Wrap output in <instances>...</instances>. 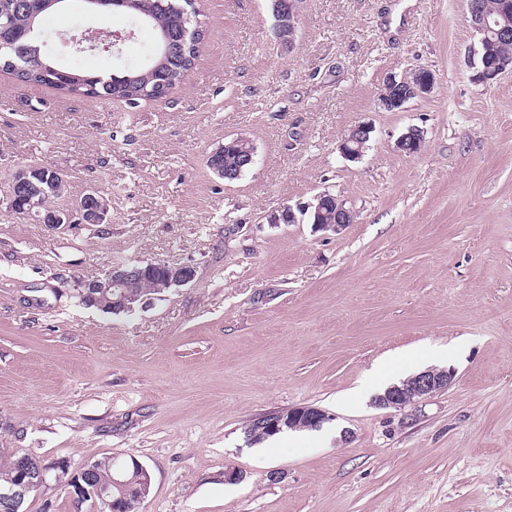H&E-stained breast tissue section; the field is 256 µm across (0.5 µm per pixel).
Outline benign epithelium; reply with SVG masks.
I'll list each match as a JSON object with an SVG mask.
<instances>
[{"mask_svg":"<svg viewBox=\"0 0 512 512\" xmlns=\"http://www.w3.org/2000/svg\"><path fill=\"white\" fill-rule=\"evenodd\" d=\"M271 10L275 19L276 35L284 46L292 47L296 32L297 21L303 0H270ZM469 15L473 27L479 34V45L477 56H484L489 52V34H494L495 38L504 40L512 39V31L505 27L498 30L492 28L486 14L480 12L474 7H469ZM129 38V35L114 31L105 37H97L93 40L83 39L86 47L89 49L102 48L109 50L117 47ZM435 84V77L431 70L420 68L412 76L396 79L389 78L384 84L379 102L381 107L386 110L396 111L401 109L408 101L429 93ZM371 129L358 124L349 129L340 149L342 154L351 161L361 158L365 148V142L370 138ZM235 143H244L247 148L241 153L237 168L226 170L221 174L224 179L233 180L240 176L241 172L252 168L256 162L257 150L253 142L243 136L234 138ZM422 135L416 128L409 129L399 139L397 146L400 150L414 154L421 149ZM44 166H28L16 172L9 186L7 200L10 212H15V202L22 198L26 201L27 209L24 216L29 217L38 215L44 224L57 229L62 225L72 223L71 215L66 210L48 209L40 211L44 196L51 190L50 183L43 175ZM86 196L92 198L94 203L79 207L80 223L82 224H102L106 219L108 212V202L96 190L86 193ZM331 195L328 193L316 197L315 202L306 206L298 205L292 207L287 205L280 210V213L274 215L271 219L273 224H294L298 216H315L314 226L320 230L332 231L338 233L344 230L349 224L354 222V211L347 207L345 202L339 198H334L336 203V212L326 211L328 199ZM158 268L161 271V277L154 287L161 291L171 288H178L192 282L196 276V270L190 265L170 264L166 262H141L132 265H117L103 278L87 280L81 283V294L87 305L94 306L101 310H111L115 312H133L136 308L146 302V298L126 291L130 283L141 277L152 268ZM452 379V374L445 370L429 369L420 372L411 377V384L408 386H393L378 400V404L384 407H393L403 409L413 405L420 399L441 391L448 387ZM308 420L311 424L320 428L323 424L332 420L326 412L312 407L304 406L295 410L288 417V423L295 421ZM57 468V465H43L37 473L35 483L21 482L15 488L0 490V500H13L33 485L42 487L47 484V479L51 472Z\"/></svg>","mask_w":512,"mask_h":512,"instance_id":"1","label":"benign epithelium"}]
</instances>
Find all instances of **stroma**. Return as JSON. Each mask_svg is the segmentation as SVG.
Returning <instances> with one entry per match:
<instances>
[{"mask_svg": "<svg viewBox=\"0 0 512 512\" xmlns=\"http://www.w3.org/2000/svg\"><path fill=\"white\" fill-rule=\"evenodd\" d=\"M202 7L199 58L163 101L0 72V454L137 459L139 512H512V69L475 81L465 0H304L290 48L269 0ZM92 24L47 14L52 63L147 62L155 33L126 13L102 22L119 48L67 46ZM422 67L431 92L383 109L387 77ZM359 123L351 161L339 145ZM238 134L256 162L228 182L207 158ZM29 165L66 175L54 207L98 189L106 223L16 219L6 195ZM324 192L355 213L340 233L271 223ZM139 261L196 277L131 313L78 303L81 281ZM391 359L392 384L452 382L378 406L359 389ZM303 406L330 422L248 443L251 419ZM371 129L364 125L358 124L349 129L340 149L342 154L351 161L361 158L365 148V142L370 138ZM452 374L445 370L429 369L411 377L409 386H393L378 400L384 407L403 409L413 405L423 397L448 387Z\"/></svg>", "mask_w": 512, "mask_h": 512, "instance_id": "1", "label": "stroma"}]
</instances>
